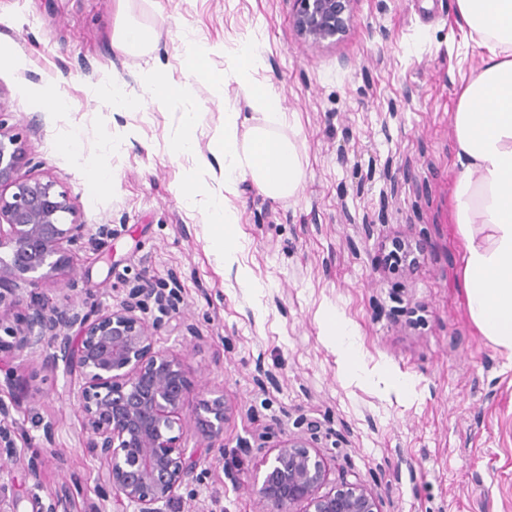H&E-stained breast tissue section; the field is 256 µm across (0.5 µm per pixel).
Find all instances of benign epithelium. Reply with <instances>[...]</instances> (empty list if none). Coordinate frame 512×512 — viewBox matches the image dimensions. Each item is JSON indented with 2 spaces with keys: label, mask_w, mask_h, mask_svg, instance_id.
Returning a JSON list of instances; mask_svg holds the SVG:
<instances>
[{
  "label": "benign epithelium",
  "mask_w": 512,
  "mask_h": 512,
  "mask_svg": "<svg viewBox=\"0 0 512 512\" xmlns=\"http://www.w3.org/2000/svg\"><path fill=\"white\" fill-rule=\"evenodd\" d=\"M292 20L306 41L321 43L346 32L354 0H292ZM28 163L17 138L0 122V306H16L21 279L37 287L51 281L72 254L112 235H98L76 220L62 223L75 207L51 179L28 178ZM177 287L138 284L115 307L84 313L71 304L29 301L26 320L11 331L10 351L26 352L50 368L63 366L83 381L72 406L82 415L86 448L96 462L95 498L86 512H108V503L134 512H163L194 479L201 459L186 455L171 435L184 415L194 417L202 448L224 447V424L231 408L221 398L192 393L185 355L154 347L166 319L179 313ZM157 309L148 321L143 314ZM307 437L280 441L262 460V480L248 487L259 512H380L362 482L323 491V460L311 454ZM17 460L11 430L0 424V461Z\"/></svg>",
  "instance_id": "7a95c632"
}]
</instances>
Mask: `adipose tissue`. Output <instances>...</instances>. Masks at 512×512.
<instances>
[{"label": "adipose tissue", "mask_w": 512, "mask_h": 512, "mask_svg": "<svg viewBox=\"0 0 512 512\" xmlns=\"http://www.w3.org/2000/svg\"><path fill=\"white\" fill-rule=\"evenodd\" d=\"M456 22L480 49L479 63L461 81L453 114L457 164L452 222L464 252L459 274L465 304L478 333L512 355V0H456ZM260 41L251 38L228 53L219 84H236L264 124L240 136V112L224 113L216 151L224 159V190L250 181L271 200L297 198L305 180L293 122L280 107L271 78H258L253 60ZM204 221L214 250L232 255L236 209L212 201ZM321 329L349 371L359 364L357 331L338 312L321 315Z\"/></svg>", "instance_id": "1"}]
</instances>
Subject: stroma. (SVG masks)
<instances>
[{"instance_id": "obj_1", "label": "stroma", "mask_w": 512, "mask_h": 512, "mask_svg": "<svg viewBox=\"0 0 512 512\" xmlns=\"http://www.w3.org/2000/svg\"><path fill=\"white\" fill-rule=\"evenodd\" d=\"M454 6L355 0L343 36L312 44L293 26L291 0H0V120L30 159L24 173L53 179L78 223L113 230L36 295L85 311L116 305L143 280L178 284L180 311L155 346L186 352L191 388L232 409L220 450L199 447L190 420L175 424L178 446L202 463L166 512H257L243 483L305 418L319 423L313 445L327 487L364 482L381 512H512V358L470 321L450 219L456 89L479 61ZM122 20L152 32L165 81L191 84V99L152 103L144 58L113 45ZM188 32L229 48L259 36L256 68L299 129L298 198L273 201L247 182L225 195L212 151L224 106L249 127L264 117L235 88L189 80ZM105 74L126 84L135 106L113 111L95 89ZM46 89L62 109L36 105ZM189 109L198 150L179 154ZM190 171L204 185L191 206L178 193ZM220 197L240 216L230 265L203 222ZM396 237L420 247L416 265L390 268ZM327 309L356 326L363 380L323 336ZM400 376L411 394L394 388ZM79 386L25 355L0 367L22 458L0 470V485L20 512H42L70 477L95 485L68 401ZM34 455L36 479L23 464Z\"/></svg>"}]
</instances>
